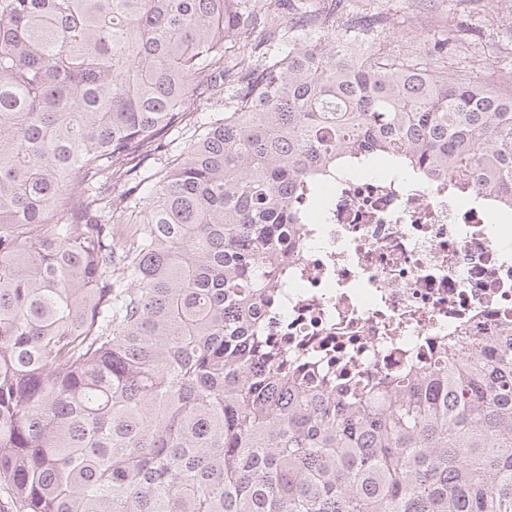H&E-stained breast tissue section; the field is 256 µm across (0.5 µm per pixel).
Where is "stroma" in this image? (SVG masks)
I'll list each match as a JSON object with an SVG mask.
<instances>
[{"label":"stroma","instance_id":"stroma-1","mask_svg":"<svg viewBox=\"0 0 512 512\" xmlns=\"http://www.w3.org/2000/svg\"><path fill=\"white\" fill-rule=\"evenodd\" d=\"M390 32L398 49L421 55L435 63L457 66L471 57L483 56L495 64L499 89H512V54L503 45L512 39V0H414L411 10L391 6L387 12ZM469 27L477 46H465L439 54L436 45L447 28Z\"/></svg>","mask_w":512,"mask_h":512}]
</instances>
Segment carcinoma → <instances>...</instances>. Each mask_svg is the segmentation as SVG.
I'll return each mask as SVG.
<instances>
[{"mask_svg":"<svg viewBox=\"0 0 512 512\" xmlns=\"http://www.w3.org/2000/svg\"><path fill=\"white\" fill-rule=\"evenodd\" d=\"M341 2L0 0V512H512V326L383 381L262 336L331 169L512 211V92Z\"/></svg>","mask_w":512,"mask_h":512,"instance_id":"carcinoma-1","label":"carcinoma"}]
</instances>
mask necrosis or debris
<instances>
[{"label": "necrosis or debris", "instance_id": "4bbe7bcc", "mask_svg": "<svg viewBox=\"0 0 512 512\" xmlns=\"http://www.w3.org/2000/svg\"><path fill=\"white\" fill-rule=\"evenodd\" d=\"M295 203L282 277L259 307L268 346L337 378L389 377L430 363L438 336L512 323V224L461 207L442 178L353 173Z\"/></svg>", "mask_w": 512, "mask_h": 512}]
</instances>
